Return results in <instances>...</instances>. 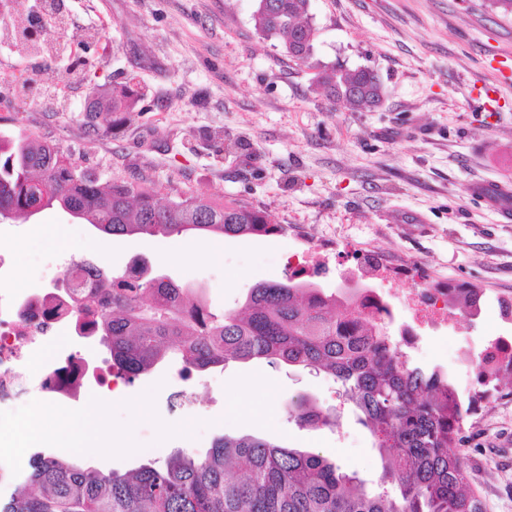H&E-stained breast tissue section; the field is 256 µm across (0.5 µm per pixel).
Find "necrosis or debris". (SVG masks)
<instances>
[{
    "mask_svg": "<svg viewBox=\"0 0 512 512\" xmlns=\"http://www.w3.org/2000/svg\"><path fill=\"white\" fill-rule=\"evenodd\" d=\"M62 272L71 281V290L20 289L14 284L12 260L0 253V407L23 391L54 405H67L113 384L111 368L84 351L94 335L84 330L85 317L74 305L76 297L96 294L99 282L76 259ZM395 275L411 284L400 307L404 315L398 332L400 346H413L424 331H444L448 326L446 284L428 281L413 264L400 265ZM39 349L52 350L53 355L34 371L29 356Z\"/></svg>",
    "mask_w": 512,
    "mask_h": 512,
    "instance_id": "necrosis-or-debris-1",
    "label": "necrosis or debris"
}]
</instances>
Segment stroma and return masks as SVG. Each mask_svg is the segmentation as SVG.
I'll use <instances>...</instances> for the list:
<instances>
[{
  "label": "stroma",
  "instance_id": "stroma-1",
  "mask_svg": "<svg viewBox=\"0 0 512 512\" xmlns=\"http://www.w3.org/2000/svg\"><path fill=\"white\" fill-rule=\"evenodd\" d=\"M39 3L13 0L0 23V133L40 135L105 180L146 177L247 203L288 233L115 237L46 209L0 222V251L15 258L17 287L41 281V224L67 229L53 243L57 263L80 256L120 273L137 257L216 313L240 306L257 283L285 279L288 252L314 262L319 243L350 245L486 292L476 322L449 308L445 344L425 336L408 352L451 372L461 391L473 389L470 356L512 333L498 307L512 299V222L500 215L501 206L512 209V15L492 0H309L316 36L303 64L285 54L282 39L256 31V0H65L66 33L47 29L50 51L26 55L9 34ZM77 58L84 71L70 70ZM338 64L374 70L382 106L352 111L313 90L314 74ZM126 83L140 88L138 111L114 135L89 134L93 86ZM47 88L57 103L43 101ZM483 183L497 195L473 193ZM124 391L49 417L21 399L0 426V452L20 472L41 448L108 473L153 452L201 455L216 436L253 435L336 459L371 485L381 471L353 405L324 374L247 361L184 378L160 365ZM307 395L339 415V426L306 429L289 419V401ZM182 397L191 409L177 406ZM74 414L87 420L76 437ZM463 428L459 452L472 489L487 512H512V395L483 403Z\"/></svg>",
  "mask_w": 512,
  "mask_h": 512
}]
</instances>
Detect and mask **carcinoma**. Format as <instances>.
<instances>
[{"label":"carcinoma","mask_w":512,"mask_h":512,"mask_svg":"<svg viewBox=\"0 0 512 512\" xmlns=\"http://www.w3.org/2000/svg\"><path fill=\"white\" fill-rule=\"evenodd\" d=\"M255 28L280 37L288 56L305 63L314 51L309 0H257ZM19 50L38 54L27 28L13 29ZM369 68L338 66L315 76V87L351 110L377 96ZM141 101L138 89L93 90L85 125L108 132L123 112ZM57 207L116 237L182 235L192 231L224 238H262L284 230L269 215L238 201L218 203L183 195L143 178L136 184L106 181L83 168L57 144L37 136L12 142L0 137V215ZM85 270L106 289L80 312L92 318L110 351L112 367L132 382L171 355L181 372L204 371L233 361L264 360L330 375L359 410L382 459L379 484L396 495L371 493L336 461L243 435L213 439L203 455L176 450L124 472L103 473L46 451L29 470L0 487V512H486L469 489L454 448L463 422L512 381V336L485 344L473 368L475 387L465 393L453 375L410 361L393 341V319L361 322L354 297L330 292L294 273L251 288L241 306L218 316L171 282L129 281L125 273ZM462 315L480 317L484 292L471 283L448 284ZM302 427L338 422L305 396L288 404Z\"/></svg>","instance_id":"1"}]
</instances>
